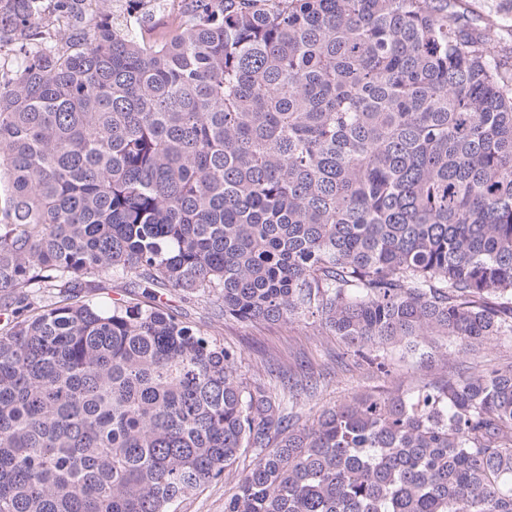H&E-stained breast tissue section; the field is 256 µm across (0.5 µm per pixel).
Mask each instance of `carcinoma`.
<instances>
[{
  "label": "carcinoma",
  "mask_w": 512,
  "mask_h": 512,
  "mask_svg": "<svg viewBox=\"0 0 512 512\" xmlns=\"http://www.w3.org/2000/svg\"><path fill=\"white\" fill-rule=\"evenodd\" d=\"M0 0V512H512V368L296 426L161 306L308 314L380 373L512 336V71L462 0ZM107 272L148 303L72 301ZM160 1L163 0H99L93 4V10L97 14H111L112 18L128 25L146 19L148 24L161 27L170 18ZM251 462L249 453L243 455L235 473H226L221 479L208 483L202 491L184 498L176 512H224V501L235 492L237 472L249 468Z\"/></svg>",
  "instance_id": "cac0c4a2"
}]
</instances>
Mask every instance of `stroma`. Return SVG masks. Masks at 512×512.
I'll use <instances>...</instances> for the list:
<instances>
[{"label": "stroma", "mask_w": 512, "mask_h": 512, "mask_svg": "<svg viewBox=\"0 0 512 512\" xmlns=\"http://www.w3.org/2000/svg\"><path fill=\"white\" fill-rule=\"evenodd\" d=\"M465 4L469 28L487 32L493 51L512 59V0H465ZM93 10L130 24L144 20L161 27L169 21L160 0H95ZM163 302L181 312L187 325L237 353L238 370L248 382L264 385L276 395L282 394L287 381L315 384L314 393L298 398L297 410L304 423L320 409L356 394L392 389L409 392L439 380L456 366L452 360L429 366L405 350L393 348L387 356L388 371L381 374L368 370L358 355L312 316L240 322L216 317L213 304L203 295L186 298L172 292ZM235 487V473L226 474L184 498L177 512H224V503Z\"/></svg>", "instance_id": "1"}]
</instances>
